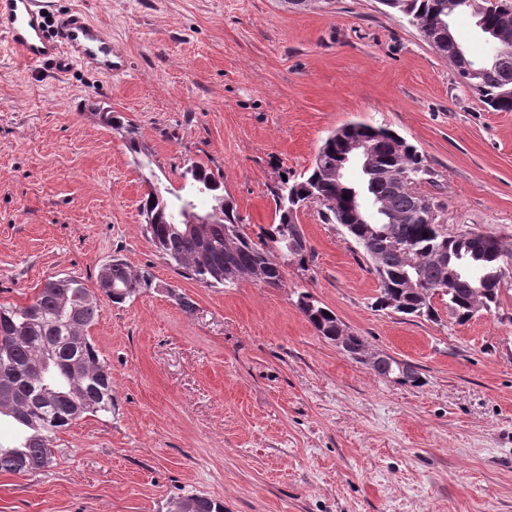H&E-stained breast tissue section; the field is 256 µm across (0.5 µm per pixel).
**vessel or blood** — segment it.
<instances>
[{
  "mask_svg": "<svg viewBox=\"0 0 512 512\" xmlns=\"http://www.w3.org/2000/svg\"><path fill=\"white\" fill-rule=\"evenodd\" d=\"M56 8V0H0V45L25 63L62 71L81 64L109 76L123 68L107 30L82 11Z\"/></svg>",
  "mask_w": 512,
  "mask_h": 512,
  "instance_id": "b4317fda",
  "label": "vessel or blood"
}]
</instances>
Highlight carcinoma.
<instances>
[{"instance_id": "obj_1", "label": "carcinoma", "mask_w": 512, "mask_h": 512, "mask_svg": "<svg viewBox=\"0 0 512 512\" xmlns=\"http://www.w3.org/2000/svg\"><path fill=\"white\" fill-rule=\"evenodd\" d=\"M484 11L473 15L475 21L492 29L500 22L498 7L505 0H481ZM391 12L410 18L420 36L429 45L443 38L439 27L443 0H380ZM440 55L451 59L460 80L479 94L498 112H512V43L499 45L488 61L477 62L467 54H457L449 44ZM110 127L127 142L133 157L148 153L132 126L122 117L110 115ZM346 139L360 138L374 147L375 163L369 173H361V182L346 178L336 181L329 172L346 154L344 142L331 133L323 142L307 174L287 178L270 189L277 222L260 229L257 238L244 231L243 218L234 203L224 197V185L215 174L193 162L181 172L183 184L158 196L147 194L141 203L144 232L157 251L172 262L187 279L207 287L227 286L234 280L218 277L213 262H224V243L234 245L233 260L238 270L259 269L262 284L278 286L283 270L292 256L289 240L297 222V210L310 198L333 199L336 208L325 218L344 229L372 265L379 282L375 306L404 316L438 319L434 299L447 298L448 312L465 322L483 312L497 313L504 281L512 279V250L503 253L489 244L490 234L473 230L478 243L473 249L468 240L448 237L442 224H425L417 219V198L405 191L393 190L391 176L414 175L428 180L432 171L422 155L388 128L365 123L341 126ZM210 199L205 212L207 239L201 241L187 231L188 218L178 211L185 198ZM369 196L389 200V209L368 224L357 222L355 208ZM428 237H423V233ZM417 260L414 274L422 280L423 291L414 293L404 307H391L387 298L395 287L403 285L407 270L403 255ZM445 255L456 260L461 255L474 269L451 279L439 262ZM154 277L146 270L133 269L116 255L102 265L97 275V290L114 304H122L153 287ZM310 297L298 298V307L325 339L336 335V314L325 315L327 307L307 308ZM98 315L97 297L74 276L57 274L46 279L34 300L24 306L0 304V419L11 421L20 437L9 445L0 443V472L29 475L48 467L53 458L52 436L77 419L112 414V373L99 350L87 335V328ZM193 503V512H224V505L199 494L179 498L173 512H182L185 502Z\"/></svg>"}]
</instances>
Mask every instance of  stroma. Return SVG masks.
<instances>
[{
  "label": "stroma",
  "instance_id": "1",
  "mask_svg": "<svg viewBox=\"0 0 512 512\" xmlns=\"http://www.w3.org/2000/svg\"><path fill=\"white\" fill-rule=\"evenodd\" d=\"M108 27L128 69L25 65L0 48V304L52 275L95 288L121 256L154 286L98 301L88 329L112 372L111 418L60 430L32 476L0 473V512H168L190 493L224 512H512V289L459 324L375 310L370 263L318 205L298 215L313 255L277 287H207L146 239L150 175L179 188L198 162L249 234L270 189L310 168L343 124L390 128L434 172L448 232L512 236V112L458 79L380 0H57ZM137 128L135 163L100 111ZM193 303L184 311L176 295ZM307 294L419 384L376 374L319 336Z\"/></svg>",
  "mask_w": 512,
  "mask_h": 512
}]
</instances>
